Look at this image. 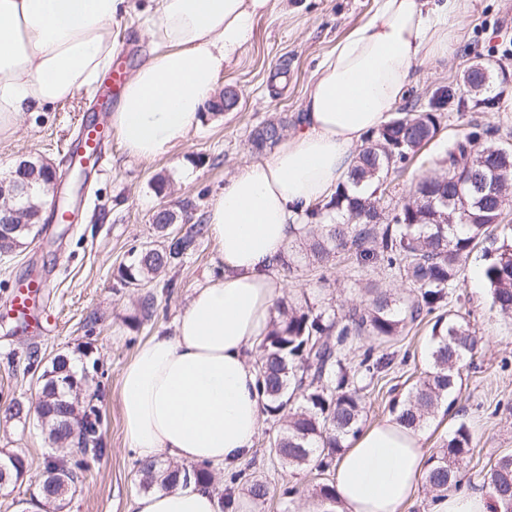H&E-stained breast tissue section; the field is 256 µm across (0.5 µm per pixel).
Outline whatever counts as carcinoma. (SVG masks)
<instances>
[{"label": "carcinoma", "instance_id": "cac0c4a2", "mask_svg": "<svg viewBox=\"0 0 512 512\" xmlns=\"http://www.w3.org/2000/svg\"><path fill=\"white\" fill-rule=\"evenodd\" d=\"M470 95H460L455 111L468 112L479 102L500 104L499 96L483 97L491 76L477 66L467 71ZM444 115L436 112H402L369 135L344 182L329 198L306 208L298 218L308 236L307 256L312 264L326 266L337 257L356 258L357 267L379 264L404 278L413 296L395 298L379 289L369 290V303L344 314L318 299L279 308L268 333L255 348L254 366L266 397V412L273 422H283L270 450L293 467L312 465L326 471L336 454L360 430L365 413L363 382L372 381L394 364V355L377 354L367 346L355 366L344 362V347L360 336L390 340L400 336L424 314L434 316L429 370L411 388L401 404L392 408L397 419L417 428L454 392L462 367L479 347V338L466 314L448 309V295L459 287L463 262L482 242L490 228L501 226L504 206L496 197L478 193L486 181L512 184V147L496 142L498 128L469 124V129L448 140L446 157L436 165L447 172L424 177L409 200L392 212L382 207L389 174L420 154L441 130ZM283 121H268L253 129L252 145L260 150L279 143ZM31 177L32 192L22 206L35 219L49 192L44 166ZM25 224L0 246L12 252L34 231ZM207 237V225L194 223L183 234H167L162 245L141 248L137 259L119 269L121 281L131 285L141 277L171 266ZM483 281L492 305L512 315V239L503 234L498 246L484 253ZM40 397L34 409L12 399L0 405L5 419L32 418L49 443L66 449L78 445L79 455H49L39 478L46 503L62 512L65 498L56 495L53 482L65 478L72 488L85 472L86 458L104 451L99 435L101 419L95 409L81 410L76 372L68 357L56 356L39 376ZM81 423L83 438L72 437L70 424ZM472 451L466 424L429 458L425 482L434 492L460 488L465 474L462 463ZM142 485L167 489L177 479L187 483L209 478L203 467H179L171 463L138 462ZM495 495L497 512H512V454H505L484 476Z\"/></svg>", "mask_w": 512, "mask_h": 512}]
</instances>
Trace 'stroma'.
Segmentation results:
<instances>
[{
	"label": "stroma",
	"instance_id": "stroma-1",
	"mask_svg": "<svg viewBox=\"0 0 512 512\" xmlns=\"http://www.w3.org/2000/svg\"><path fill=\"white\" fill-rule=\"evenodd\" d=\"M123 14L117 36V55L126 56V72H133L148 47L144 34L147 0H132ZM377 0H275L272 9L255 24V38L238 58L225 67L219 89H232L237 107L229 112L207 110L186 146L171 150L150 163L129 158L119 141H112L100 167L91 169L84 186H77L65 159L80 130L84 116L98 111L102 120L112 114L102 93H77L71 100L42 112L26 114L18 132L0 138V164L40 160L56 172L55 196L67 198L77 215L73 224L40 228L17 250L0 255V296L32 271L46 281L42 301L54 318L42 332L16 328L5 307L0 306V402L19 399L32 405L41 382L28 369L27 355L36 352L42 365L59 354L69 355L75 371H87L82 385L83 405L100 414L99 434L104 452L90 459L84 479L68 498L63 512H134L141 495L137 459L128 447L119 397L120 380L137 345L156 333L173 334L194 288L206 275L218 274L222 263L212 239L202 240L184 262L125 285L118 269L130 264L133 250L160 244L161 232L152 222L159 208L181 212L185 203L194 206V220L204 218L224 181L241 167L269 158L272 147L253 148L251 131L271 119H284L289 131L300 126L301 112L313 75L336 44L374 12ZM482 56L493 71L512 74V0H470L462 22V39L447 64L426 63L416 69L409 99H426L435 86L462 78L474 56ZM504 111L450 113L426 154L443 157L448 140L469 120L499 127L501 138L512 143V93ZM165 178V192H157L156 178ZM293 272L284 274L282 300L292 304L312 296L337 308L366 304L367 284L405 298L408 285L398 275L380 267L354 273L341 262L321 271L309 262L304 240L289 248ZM479 256H471L449 309L468 311L481 347L462 369L451 407L439 408L422 424L424 446L435 455L459 423H466L473 438V452L465 462L470 488L482 490L491 464L512 451V317L492 308L486 287H473L469 274L480 269ZM173 290H166V283ZM154 294L155 311L145 316L141 301ZM430 322L413 326L398 340L376 341L377 352H408L407 364L375 379L367 388L366 424L391 418L394 401L403 400L428 369ZM278 427L264 419L254 447L238 466L242 474L235 486L236 512H303L318 506L321 485L334 481L333 471L318 473L310 467H291L268 452ZM50 445L41 428L30 422L0 418V457L22 459V479L0 488V512H17L22 502L38 497V477ZM268 483L266 501L249 497L251 480ZM294 489L283 497V489Z\"/></svg>",
	"mask_w": 512,
	"mask_h": 512
}]
</instances>
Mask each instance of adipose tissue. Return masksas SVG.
<instances>
[{
	"instance_id": "ef3b65f1",
	"label": "adipose tissue",
	"mask_w": 512,
	"mask_h": 512,
	"mask_svg": "<svg viewBox=\"0 0 512 512\" xmlns=\"http://www.w3.org/2000/svg\"><path fill=\"white\" fill-rule=\"evenodd\" d=\"M127 0H0V138L26 112L92 91L110 67ZM271 0H149L150 51L110 121L124 152L152 162L186 144L217 80L253 38ZM470 0H378L320 65L300 130L272 156L224 182L206 224L224 265L196 288L174 335L141 342L121 376L129 448L215 470L253 448L265 398L248 360L283 283L274 269L303 236L297 214L329 197L357 146L390 119L414 68L447 60ZM419 430L389 418L360 433L334 464L338 512H400L423 478ZM135 512H221L212 485L140 496Z\"/></svg>"
}]
</instances>
